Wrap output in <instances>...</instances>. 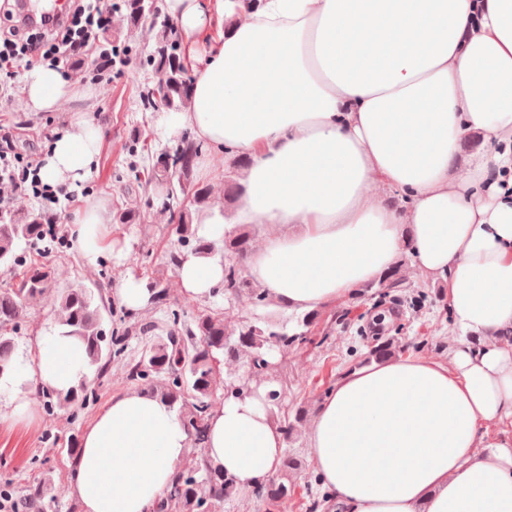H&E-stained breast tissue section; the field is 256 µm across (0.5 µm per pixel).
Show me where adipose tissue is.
Listing matches in <instances>:
<instances>
[{"instance_id": "ef3b65f1", "label": "adipose tissue", "mask_w": 512, "mask_h": 512, "mask_svg": "<svg viewBox=\"0 0 512 512\" xmlns=\"http://www.w3.org/2000/svg\"><path fill=\"white\" fill-rule=\"evenodd\" d=\"M226 25L193 55L186 112L209 151L248 156L241 224H268L250 274L282 306L336 303L411 247L448 277L459 337L448 360L406 356L339 378L307 429L310 465L338 512H512V0H224ZM31 110L80 89L39 66ZM488 149L459 162L463 137ZM75 117L42 176L86 177L103 141ZM71 238L89 262L106 246L96 208ZM182 288L203 296L224 267L188 257ZM85 355L39 337L34 363L0 380L9 419L36 391H62ZM501 435L489 439V426ZM190 447L182 421L145 392L112 397L86 431L67 488L84 512H150ZM283 436L258 397L213 409L205 454L251 493L278 469Z\"/></svg>"}]
</instances>
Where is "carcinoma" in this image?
<instances>
[{
  "instance_id": "obj_1",
  "label": "carcinoma",
  "mask_w": 512,
  "mask_h": 512,
  "mask_svg": "<svg viewBox=\"0 0 512 512\" xmlns=\"http://www.w3.org/2000/svg\"><path fill=\"white\" fill-rule=\"evenodd\" d=\"M123 24L132 32L145 26H160L159 45L150 54L158 80L150 89L145 104L160 101L169 110L185 112L190 107V81L181 62L179 42L168 35L169 21L163 15L159 0H122ZM97 68L112 67V37L106 35L98 46ZM198 145L183 137L170 150L156 156L152 164V179L171 185L168 199L175 201L187 192L190 207L179 214L177 231L181 242L194 239L191 254L210 258L215 242L195 236L193 224L202 216L209 200L206 187L194 181V164ZM252 231L224 233V296L233 301L243 294L249 296L254 307L269 304V294L258 288L243 274L250 254ZM38 238L37 223L32 216H16L0 211V267L11 269L23 261L21 245L32 244ZM54 279L49 268L31 267L20 280L0 288V379L9 377L14 370L17 330L29 301L44 293ZM109 304L93 301L92 289L86 285H72L58 292L55 305L56 324L66 335L77 337L84 346L86 372L74 386L57 393L58 402L65 405H84L92 393L94 382L102 381L112 367V359L123 348V337L106 334L103 327L104 312ZM315 317L307 313L298 321V330L286 327L266 317H253L241 321L229 332L224 319L199 314L193 323L170 331L166 338L148 340L139 359L127 363V376L132 381L148 380L152 394L160 397L177 412L185 426L194 433L195 444L204 443L210 402L219 386L235 397L259 395L261 375L267 369V354L273 348H295L306 343L307 333ZM228 360L246 357L258 374L234 382H221L218 354ZM300 463L286 455L280 465V475L254 492L265 506V512H277L288 500L292 486V471ZM238 492L234 479L215 467L204 455H195L193 463L178 471L165 498L154 512H217L224 502Z\"/></svg>"
}]
</instances>
